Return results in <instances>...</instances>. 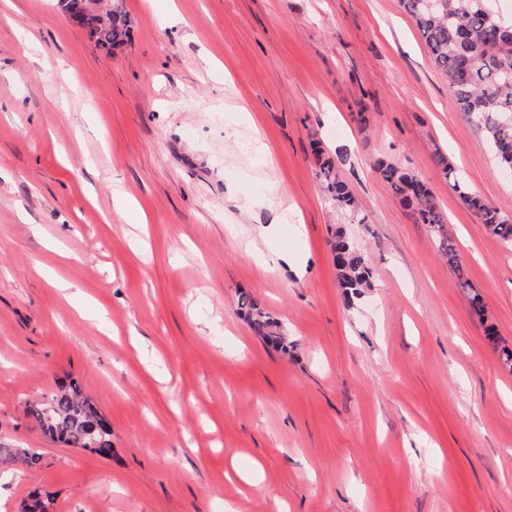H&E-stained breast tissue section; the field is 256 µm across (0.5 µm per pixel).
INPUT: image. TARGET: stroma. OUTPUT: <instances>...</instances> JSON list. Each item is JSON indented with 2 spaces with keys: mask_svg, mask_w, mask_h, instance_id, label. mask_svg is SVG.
<instances>
[{
  "mask_svg": "<svg viewBox=\"0 0 512 512\" xmlns=\"http://www.w3.org/2000/svg\"><path fill=\"white\" fill-rule=\"evenodd\" d=\"M124 8L109 53L56 0H0V438L41 456L0 467V512L35 492L54 512H512V370L485 338L512 346V248L458 193L512 216V176L400 0ZM382 162L432 191L487 322ZM339 232L373 274L352 306ZM69 379L110 458L26 416ZM318 176L324 191L335 202L336 207L349 211L357 209L358 204L355 196L348 185L338 177L330 159L321 160ZM238 307L241 315L252 327L258 336H263L275 348L287 353L288 344L281 332V325L276 318L248 293H241L238 299Z\"/></svg>",
  "mask_w": 512,
  "mask_h": 512,
  "instance_id": "1",
  "label": "stroma"
}]
</instances>
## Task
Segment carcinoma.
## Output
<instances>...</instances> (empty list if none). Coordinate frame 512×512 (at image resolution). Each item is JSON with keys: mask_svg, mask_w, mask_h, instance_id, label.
Wrapping results in <instances>:
<instances>
[{"mask_svg": "<svg viewBox=\"0 0 512 512\" xmlns=\"http://www.w3.org/2000/svg\"><path fill=\"white\" fill-rule=\"evenodd\" d=\"M89 0H70L72 12L89 30V40L102 48H116L129 40L130 20L122 5L105 0L106 24L97 15L84 13ZM498 0H401L404 11L425 39L432 60L448 81L465 122L482 133L501 167L512 175V16L495 10ZM378 170L401 203L410 208L420 224L429 226L437 250L464 288L474 313L484 318L481 296L471 288L466 270L446 229L447 217L430 189L402 169L381 164ZM318 176L336 207L354 211L357 200L334 170L331 160L319 163ZM463 202L493 235L512 246V218L472 192H461ZM335 266L339 284L348 302L371 287L372 271L363 254L344 235L336 236ZM241 315L253 331L272 346L288 351L281 325L248 293L238 299ZM26 415L51 440L72 448H84L112 457V432L98 410L83 395L80 384L61 383L50 397L26 405ZM23 461L34 468L40 455L30 448L0 441V462ZM51 498L35 494L22 505V512H49Z\"/></svg>", "mask_w": 512, "mask_h": 512, "instance_id": "cac0c4a2", "label": "carcinoma"}]
</instances>
